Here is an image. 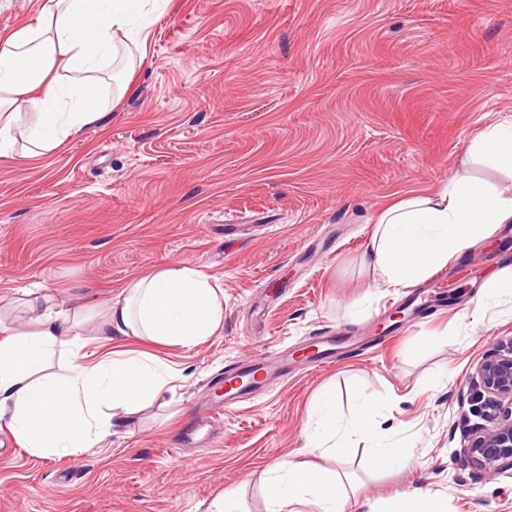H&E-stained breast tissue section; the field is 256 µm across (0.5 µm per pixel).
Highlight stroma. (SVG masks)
Returning a JSON list of instances; mask_svg holds the SVG:
<instances>
[{
	"instance_id": "1",
	"label": "stroma",
	"mask_w": 512,
	"mask_h": 512,
	"mask_svg": "<svg viewBox=\"0 0 512 512\" xmlns=\"http://www.w3.org/2000/svg\"><path fill=\"white\" fill-rule=\"evenodd\" d=\"M142 25L144 55L105 82L99 121L50 155L0 158V294L93 304L188 266L218 280L224 321L196 347L153 346L174 390L100 448L34 457L0 425V512H205L227 490L240 512H270L285 459L343 476L347 512L414 489L433 512H512V469L492 479L466 457L476 367L512 341V296L483 298L512 223L443 266L447 305L398 335L384 331L407 290L376 287L363 263L406 193L456 170L512 183L468 155L512 115V0H160ZM363 327L371 344L227 411L215 447L179 446L227 365ZM324 395L343 416L375 396V437L343 457L309 448ZM379 443L406 467L364 469Z\"/></svg>"
}]
</instances>
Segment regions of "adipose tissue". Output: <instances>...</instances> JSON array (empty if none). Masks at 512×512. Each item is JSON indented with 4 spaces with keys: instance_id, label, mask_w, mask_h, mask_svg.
Masks as SVG:
<instances>
[{
    "instance_id": "1",
    "label": "adipose tissue",
    "mask_w": 512,
    "mask_h": 512,
    "mask_svg": "<svg viewBox=\"0 0 512 512\" xmlns=\"http://www.w3.org/2000/svg\"><path fill=\"white\" fill-rule=\"evenodd\" d=\"M144 2L42 0L34 20L0 35V157L21 140L30 155L50 154L101 117L99 74L126 58L121 37ZM25 109L36 119L23 127ZM469 151L512 176V117L487 126ZM511 222L512 187L456 173L382 210L366 263L377 285L406 286ZM223 298L208 276L172 267L128 282L97 308H62L41 288L0 299V309L13 301L29 316L21 329L0 319V424L37 457L100 447L113 412L151 406L178 378L140 344L202 343L223 323ZM377 410L363 397L343 426L335 401L320 398L306 426L310 447L339 452L347 434L374 435ZM268 494L273 512H345L337 472L288 460L273 469Z\"/></svg>"
}]
</instances>
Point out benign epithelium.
Masks as SVG:
<instances>
[{"label":"benign epithelium","mask_w":512,"mask_h":512,"mask_svg":"<svg viewBox=\"0 0 512 512\" xmlns=\"http://www.w3.org/2000/svg\"><path fill=\"white\" fill-rule=\"evenodd\" d=\"M476 377L492 401L493 425L475 431L467 457L494 477L504 464L512 465V345L503 354L485 357Z\"/></svg>","instance_id":"7a95c632"}]
</instances>
